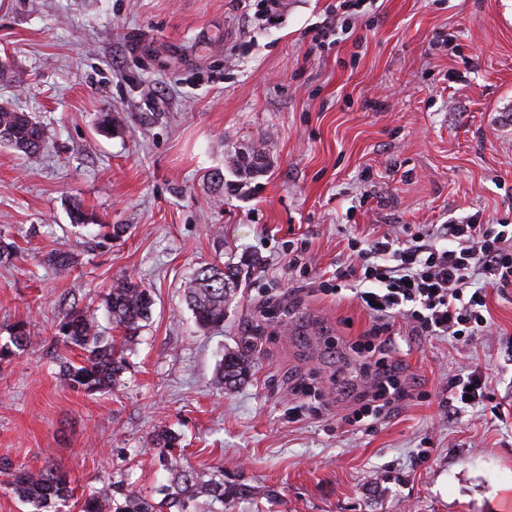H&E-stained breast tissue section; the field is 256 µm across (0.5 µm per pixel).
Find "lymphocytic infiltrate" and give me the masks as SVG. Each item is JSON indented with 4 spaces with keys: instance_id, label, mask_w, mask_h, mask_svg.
Masks as SVG:
<instances>
[{
    "instance_id": "lymphocytic-infiltrate-1",
    "label": "lymphocytic infiltrate",
    "mask_w": 512,
    "mask_h": 512,
    "mask_svg": "<svg viewBox=\"0 0 512 512\" xmlns=\"http://www.w3.org/2000/svg\"><path fill=\"white\" fill-rule=\"evenodd\" d=\"M436 236L443 246L433 244ZM347 246L350 261L337 267L336 284L353 292L371 320L360 349L369 355L365 369L373 387L359 395L347 416L355 424L387 416L409 395L395 358L400 348L396 318L406 319L415 335L463 342L489 329L487 294L477 280L512 285V230L467 218L434 230L410 229L402 238L388 232L366 241L355 237ZM490 400L481 370H466L448 382L447 403L453 412L482 409Z\"/></svg>"
}]
</instances>
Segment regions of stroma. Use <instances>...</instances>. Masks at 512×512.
<instances>
[{
	"label": "stroma",
	"instance_id": "obj_1",
	"mask_svg": "<svg viewBox=\"0 0 512 512\" xmlns=\"http://www.w3.org/2000/svg\"><path fill=\"white\" fill-rule=\"evenodd\" d=\"M341 0H0V103L44 128L34 157L0 146V512H32L2 463L70 476V512L123 482L156 494L150 441L181 436L173 465L253 488L224 512H503L512 492V286L488 288L491 328L471 341L415 336L398 354L410 393L368 426L345 418L369 390L355 346L370 319L352 292L320 290L351 237L475 216L512 225V0H367L320 47ZM111 113V132L100 131ZM260 146L266 165L231 164ZM80 200L93 225H75ZM122 225L115 240L97 221ZM312 263L304 276L289 248ZM56 251L70 270L50 266ZM241 270L224 327H197L185 283L207 264ZM155 299L117 389L63 385L59 326L105 321L112 284ZM256 349L232 393L225 351ZM481 369L494 411L449 414L443 389Z\"/></svg>",
	"mask_w": 512,
	"mask_h": 512
}]
</instances>
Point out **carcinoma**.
Here are the masks:
<instances>
[{
	"label": "carcinoma",
	"instance_id": "cac0c4a2",
	"mask_svg": "<svg viewBox=\"0 0 512 512\" xmlns=\"http://www.w3.org/2000/svg\"><path fill=\"white\" fill-rule=\"evenodd\" d=\"M44 144V130L28 113L0 105V145H6L25 156L40 153ZM240 272L230 265H206L197 269L186 284L184 293L196 325L208 330L224 326L226 306L238 288ZM154 297L149 288L133 275L117 280L105 297V308L112 325L121 329V336H106L100 330L95 314L89 310L73 309L65 316L63 343L86 352L78 363H61V381L69 387L88 392L116 388L121 384L125 370L124 344L136 337L142 323L152 314ZM31 338L25 325L14 328L10 343L0 345V359L12 356L17 350L30 346ZM255 357L254 345L244 343L224 353L215 378L217 384L231 392L244 382L251 371ZM180 443V435L162 428L151 439L163 466ZM12 492L37 509L58 504L55 512H63L72 494L66 472L53 466L38 470L20 466L11 473ZM162 499L149 498L123 483L112 484V492L92 494L84 498L80 512H190V507L202 498L213 505L224 500L243 498L252 493L244 483L228 485L224 474L204 478L190 469H174L169 483L159 490Z\"/></svg>",
	"mask_w": 512,
	"mask_h": 512
}]
</instances>
